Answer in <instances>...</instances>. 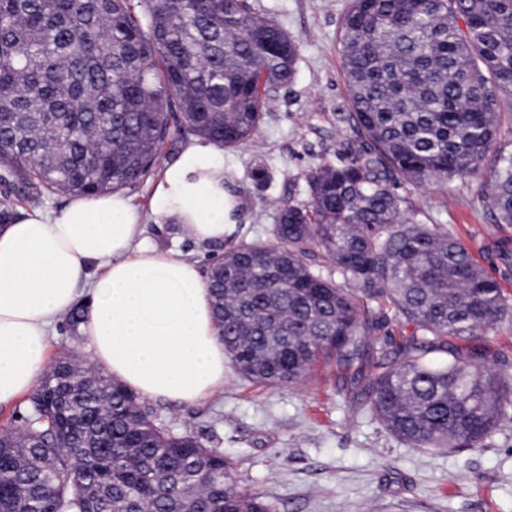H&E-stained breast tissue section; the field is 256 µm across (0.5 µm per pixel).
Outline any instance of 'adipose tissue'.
Returning a JSON list of instances; mask_svg holds the SVG:
<instances>
[{"label":"adipose tissue","instance_id":"obj_1","mask_svg":"<svg viewBox=\"0 0 512 512\" xmlns=\"http://www.w3.org/2000/svg\"><path fill=\"white\" fill-rule=\"evenodd\" d=\"M146 217L198 244L222 242L239 220L223 148L186 146L161 169L147 209L120 192L78 196L0 226V406L46 370L50 330L91 274L81 332L96 366L145 399L192 402L223 386L227 358L205 279L196 262L144 240Z\"/></svg>","mask_w":512,"mask_h":512}]
</instances>
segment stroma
Wrapping results in <instances>:
<instances>
[{
    "label": "stroma",
    "mask_w": 512,
    "mask_h": 512,
    "mask_svg": "<svg viewBox=\"0 0 512 512\" xmlns=\"http://www.w3.org/2000/svg\"><path fill=\"white\" fill-rule=\"evenodd\" d=\"M301 45L292 83L280 89L257 133L225 151L224 173L240 203L238 223L219 245L200 246L175 224L146 222L149 241L205 265L209 255L243 243H268L271 200H306L303 173L338 161L357 132L336 37L349 0H250ZM265 166L271 180L251 177ZM492 165L447 187L398 184L397 193L422 220L447 229L501 287L512 294V224L498 223L484 203ZM463 348L485 355L496 372L512 375V327L477 335ZM350 373L325 364L294 385L263 386L234 367L208 400L180 405L148 401L172 433L199 436L234 467L238 489L269 496L277 512H512V421L479 448L433 454L388 433L369 411Z\"/></svg>",
    "instance_id": "1"
}]
</instances>
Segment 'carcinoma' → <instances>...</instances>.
<instances>
[{
    "label": "carcinoma",
    "instance_id": "obj_1",
    "mask_svg": "<svg viewBox=\"0 0 512 512\" xmlns=\"http://www.w3.org/2000/svg\"><path fill=\"white\" fill-rule=\"evenodd\" d=\"M359 140L304 174L271 243L209 260L225 353L252 383L358 365L398 439L479 448L512 380L454 340L512 326V295L396 192L495 168L484 194L512 224V0H350L337 36ZM300 44L249 0H0V225L14 200L142 183L192 134L233 149L292 81ZM336 270L339 279L318 265ZM410 336L378 348L376 308ZM0 512H275L236 489L224 454L175 435L106 374L60 356L0 439Z\"/></svg>",
    "mask_w": 512,
    "mask_h": 512
}]
</instances>
